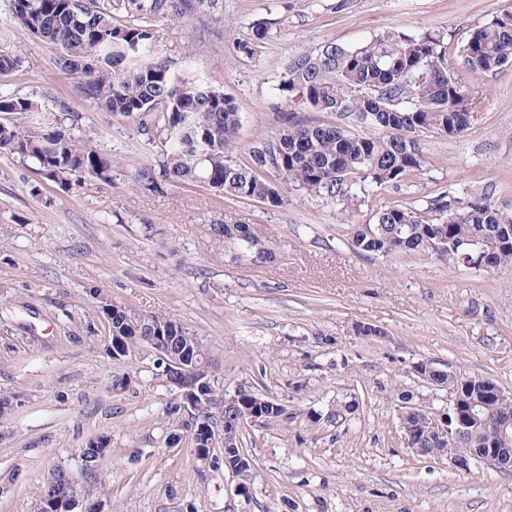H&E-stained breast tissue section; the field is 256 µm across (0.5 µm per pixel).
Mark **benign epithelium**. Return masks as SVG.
Returning a JSON list of instances; mask_svg holds the SVG:
<instances>
[{
	"mask_svg": "<svg viewBox=\"0 0 512 512\" xmlns=\"http://www.w3.org/2000/svg\"><path fill=\"white\" fill-rule=\"evenodd\" d=\"M150 340L158 356L159 374L172 387L175 400L182 409H193L202 401L210 402L212 409V416L196 419L184 432L172 434L171 447L181 446L186 437L193 448L200 447V442L204 441L212 452L221 449L224 470L237 478V493L246 494L254 460L238 448V440L240 430L246 421L255 419L257 409L237 408L238 392L224 391L223 381L211 376L208 364L196 357L195 337L174 336L172 331L159 327ZM231 407L236 408V415L228 417L226 413ZM430 430L443 444L434 449L437 460L446 459L458 469H467L472 464L503 470L512 468V445L506 448H458L451 443V427L446 415L430 416Z\"/></svg>",
	"mask_w": 512,
	"mask_h": 512,
	"instance_id": "benign-epithelium-1",
	"label": "benign epithelium"
}]
</instances>
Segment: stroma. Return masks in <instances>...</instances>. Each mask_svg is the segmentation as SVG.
<instances>
[{
    "label": "stroma",
    "instance_id": "obj_1",
    "mask_svg": "<svg viewBox=\"0 0 512 512\" xmlns=\"http://www.w3.org/2000/svg\"><path fill=\"white\" fill-rule=\"evenodd\" d=\"M216 0L213 8L157 22L181 79L211 82L234 99L240 128L229 152L242 157L274 136L285 109L279 87L288 64L334 42L352 47L394 26L444 32L456 54L487 18L512 0ZM263 24L255 55L238 49ZM23 65L0 88L45 105L64 104L76 127L112 158V181L63 191L31 164L0 156V396L19 399L0 418V512H36L37 491L57 470L75 488L87 476L89 438L109 439L98 493L76 512H512V471L456 469L414 457L404 446V394L441 412L447 389L422 382L419 361L512 389V269L487 272L426 254L364 257L348 245L351 224H371L382 205L421 207L442 192H488L512 211V67L462 71L475 118L449 138L428 134L426 164L398 187L373 188L348 217L339 206L284 188L273 207L195 184L138 187L160 142L115 122L84 98L57 64L58 50L25 32L0 0V54ZM253 225L284 258L264 267L233 261L211 225ZM137 314L166 313L207 347L226 392L258 381L290 418L250 427L254 470L248 496L223 467L169 448L178 427L174 393L154 353L112 359L99 299ZM383 328L376 342L357 332ZM138 372L136 391L116 379ZM358 410L335 425L313 423L337 402Z\"/></svg>",
    "mask_w": 512,
    "mask_h": 512
}]
</instances>
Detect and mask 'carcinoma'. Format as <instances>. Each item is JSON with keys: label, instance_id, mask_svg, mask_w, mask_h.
Returning a JSON list of instances; mask_svg holds the SVG:
<instances>
[{"label": "carcinoma", "instance_id": "carcinoma-1", "mask_svg": "<svg viewBox=\"0 0 512 512\" xmlns=\"http://www.w3.org/2000/svg\"><path fill=\"white\" fill-rule=\"evenodd\" d=\"M207 0H9L11 17L32 36L57 47L60 68L81 79L90 104L112 118L136 124L147 141H160L162 159L141 166L136 181L152 191L159 182L200 183L225 196L260 199L273 206L283 201L280 186L265 179L274 170L282 183L310 197L353 209L373 187L397 184L421 172L425 156L421 137L437 133L459 136L474 118V92L455 68L494 73L512 67V14L496 15L477 26L460 48L458 65L448 60L439 32L408 35L387 27L355 47L328 43L288 64L280 92L287 109L275 137L254 140L241 159L229 155L240 116L233 99L210 83L187 82L170 72L154 23L180 17ZM267 39L257 24L252 37L239 44L254 55ZM303 104L317 112H335L371 128L315 123L292 109ZM38 100L0 91V155L35 166L45 180H62L74 188L93 179L112 182V158L90 139L75 133L58 113ZM214 236L238 261L255 264L267 254L281 258L248 224H213ZM350 247L358 254L387 257L396 253L434 254L452 264L482 266L487 271L512 267V212L498 208L490 196L464 200L441 193L417 209L388 206L372 224H351ZM129 347L146 345L147 332L134 323L111 321ZM448 379V394L458 413L481 399V379L436 371L433 381ZM244 393L266 401L257 423L288 420L286 407L248 381ZM403 397L407 436L417 448H437L427 422L431 412ZM489 417L512 414V397L486 400ZM493 432L479 428L455 436L459 448H489ZM102 437L88 441L82 454L93 458L84 467L89 485L98 489L105 457ZM67 500L76 495L68 476L44 487L38 497Z\"/></svg>", "mask_w": 512, "mask_h": 512}]
</instances>
